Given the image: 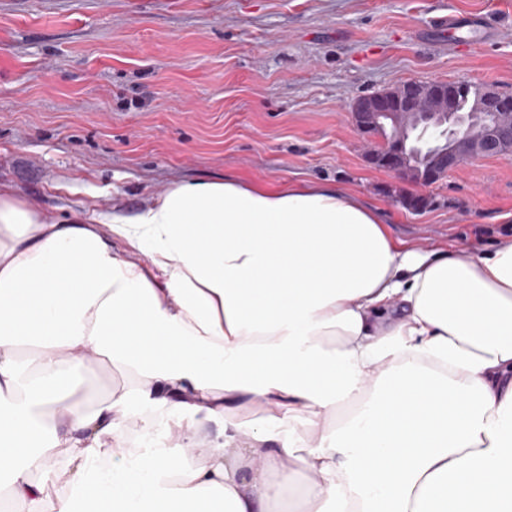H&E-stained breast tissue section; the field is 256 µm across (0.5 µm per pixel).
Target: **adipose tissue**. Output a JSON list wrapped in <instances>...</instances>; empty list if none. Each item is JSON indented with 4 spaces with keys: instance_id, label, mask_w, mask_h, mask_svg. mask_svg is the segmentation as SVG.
I'll use <instances>...</instances> for the list:
<instances>
[{
    "instance_id": "1",
    "label": "adipose tissue",
    "mask_w": 512,
    "mask_h": 512,
    "mask_svg": "<svg viewBox=\"0 0 512 512\" xmlns=\"http://www.w3.org/2000/svg\"><path fill=\"white\" fill-rule=\"evenodd\" d=\"M90 356L136 374V442L126 395L79 396ZM184 415L181 456L155 447ZM37 471L64 475L56 499ZM0 499L512 512V239L430 253L323 183L180 182L57 221L0 187Z\"/></svg>"
}]
</instances>
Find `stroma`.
<instances>
[{
	"mask_svg": "<svg viewBox=\"0 0 512 512\" xmlns=\"http://www.w3.org/2000/svg\"><path fill=\"white\" fill-rule=\"evenodd\" d=\"M481 16L480 40L435 20ZM407 81L512 95V0H0V185L50 219L135 215L169 186L232 175L330 183L377 208L399 240L489 253L512 237V158L471 160L392 198L354 127L359 97ZM136 376L90 360L88 402Z\"/></svg>",
	"mask_w": 512,
	"mask_h": 512,
	"instance_id": "35a3bbf8",
	"label": "stroma"
}]
</instances>
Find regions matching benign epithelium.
<instances>
[{
  "instance_id": "benign-epithelium-1",
  "label": "benign epithelium",
  "mask_w": 512,
  "mask_h": 512,
  "mask_svg": "<svg viewBox=\"0 0 512 512\" xmlns=\"http://www.w3.org/2000/svg\"><path fill=\"white\" fill-rule=\"evenodd\" d=\"M455 86L444 82L408 81L395 89L356 100V129L378 136L390 129L381 145L369 150L377 168L402 180L430 185L464 162L512 153V97L483 88L474 112H450Z\"/></svg>"
}]
</instances>
